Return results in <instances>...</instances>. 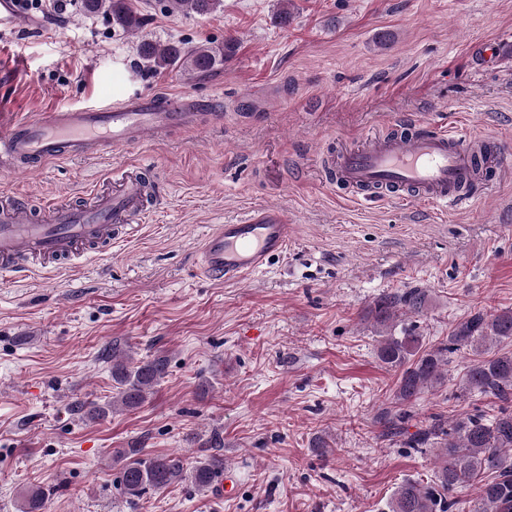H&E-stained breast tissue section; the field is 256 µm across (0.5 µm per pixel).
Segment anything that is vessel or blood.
I'll list each match as a JSON object with an SVG mask.
<instances>
[{"label": "vessel or blood", "instance_id": "1", "mask_svg": "<svg viewBox=\"0 0 512 512\" xmlns=\"http://www.w3.org/2000/svg\"><path fill=\"white\" fill-rule=\"evenodd\" d=\"M35 16L21 0H0V29L29 32ZM215 101L187 94L166 99L140 95L116 105L54 109L0 117V174L32 171L52 161L142 145L172 130L202 128L221 121ZM503 151L491 137L463 136L434 123L405 122L397 133H381L356 149L326 151L320 166L326 178L354 192L408 189L418 199L442 206L474 198L478 165L501 170ZM158 197L156 183L137 166L112 184L92 191L87 204L47 203L34 216L23 201L0 193V274L20 275L111 249L128 228L145 223ZM290 241L283 209L256 208L242 218L217 225L202 240V277L232 282L263 270Z\"/></svg>", "mask_w": 512, "mask_h": 512}]
</instances>
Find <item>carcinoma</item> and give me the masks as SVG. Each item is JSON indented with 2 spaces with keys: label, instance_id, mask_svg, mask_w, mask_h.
<instances>
[{
  "label": "carcinoma",
  "instance_id": "carcinoma-1",
  "mask_svg": "<svg viewBox=\"0 0 512 512\" xmlns=\"http://www.w3.org/2000/svg\"><path fill=\"white\" fill-rule=\"evenodd\" d=\"M173 11L208 14L223 0H168ZM89 14L106 11L112 24L122 30L138 25L136 16L124 0H81ZM143 68L153 71L179 65L188 71L202 72L214 67L222 49L205 45L185 50L173 43L143 39L137 44ZM427 294L413 288L399 295L384 296L375 303L377 323L385 325L397 306L405 313L418 315L427 307ZM512 341V310L495 314L480 311L452 325L448 343L422 348L420 337L404 329L402 335L384 334L378 341L377 357L398 372L395 403L405 406L425 389L441 385L447 379L449 355L468 348L475 359L461 380L462 396L483 395L499 403L495 414L462 413L445 421L434 418L410 435L412 448H436L437 470L434 480L424 484L404 481L394 492L389 512H458L459 489L476 490L477 507L473 512H512V351L490 352L488 348ZM167 373V359L129 361L118 346H112V379L116 396L109 408L120 405L133 409L145 402ZM119 487L122 493L136 497L153 488L162 489L177 481L190 480L197 490L210 488L224 472V459L209 455L189 472L175 455H145L139 448L125 451ZM48 495L36 488L20 505L21 512H46Z\"/></svg>",
  "mask_w": 512,
  "mask_h": 512
}]
</instances>
